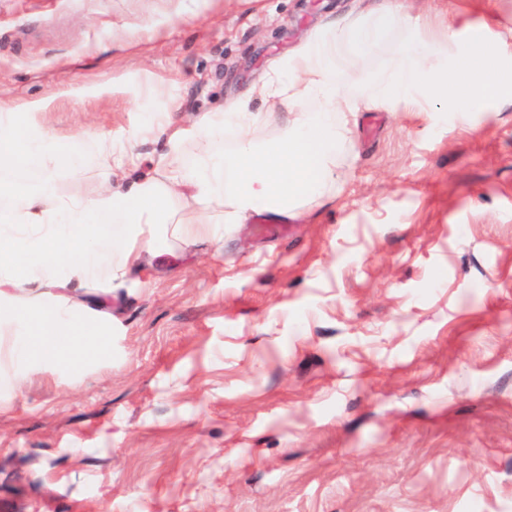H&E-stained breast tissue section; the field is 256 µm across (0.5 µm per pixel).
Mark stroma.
<instances>
[{"mask_svg":"<svg viewBox=\"0 0 512 512\" xmlns=\"http://www.w3.org/2000/svg\"><path fill=\"white\" fill-rule=\"evenodd\" d=\"M388 1L512 71V0ZM354 4L0 0V97L65 141L188 126ZM352 139L285 236L88 290L111 354L0 389V512H512V83Z\"/></svg>","mask_w":512,"mask_h":512,"instance_id":"1","label":"stroma"}]
</instances>
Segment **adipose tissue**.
<instances>
[{
    "mask_svg": "<svg viewBox=\"0 0 512 512\" xmlns=\"http://www.w3.org/2000/svg\"><path fill=\"white\" fill-rule=\"evenodd\" d=\"M393 32L401 40L391 64L363 68ZM471 57L479 69L466 66ZM498 72L481 39H435L426 24L378 6L326 23L271 60L251 95L271 103L268 112L243 97L189 127L164 112L129 141L88 130L66 145L50 127L0 110V169L42 172L36 187H0V341L9 342L12 384L107 349L112 313L85 300L88 289L123 282L131 268L182 246L222 245L225 225L260 213L295 220L306 203L334 197L358 112L431 104L468 112L491 95ZM281 109L285 120L264 137ZM160 129L166 150L151 174L127 182L133 141Z\"/></svg>",
    "mask_w": 512,
    "mask_h": 512,
    "instance_id": "obj_1",
    "label": "adipose tissue"
}]
</instances>
